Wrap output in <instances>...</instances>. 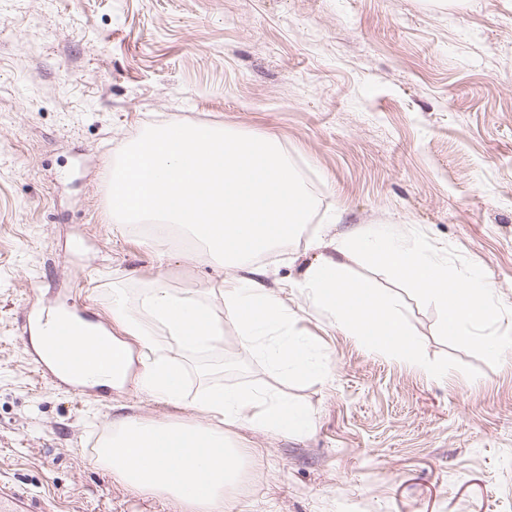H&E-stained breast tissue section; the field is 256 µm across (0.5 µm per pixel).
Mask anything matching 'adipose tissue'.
I'll list each match as a JSON object with an SVG mask.
<instances>
[{"label": "adipose tissue", "instance_id": "adipose-tissue-1", "mask_svg": "<svg viewBox=\"0 0 512 512\" xmlns=\"http://www.w3.org/2000/svg\"><path fill=\"white\" fill-rule=\"evenodd\" d=\"M112 319L120 336L81 326L71 350L83 383L135 388L170 404L182 399L183 356H203L221 343L224 322L208 297L178 294L157 282L138 294L112 291ZM141 349L142 369L129 377L128 339ZM197 409L208 423H158L130 415L115 417L100 459L125 485L163 494L191 512H224L225 493L241 479L247 454L229 438L231 428L285 433L311 425L309 412L261 389L203 386Z\"/></svg>", "mask_w": 512, "mask_h": 512}]
</instances>
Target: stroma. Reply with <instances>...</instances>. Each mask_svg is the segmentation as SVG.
<instances>
[{
  "label": "stroma",
  "mask_w": 512,
  "mask_h": 512,
  "mask_svg": "<svg viewBox=\"0 0 512 512\" xmlns=\"http://www.w3.org/2000/svg\"><path fill=\"white\" fill-rule=\"evenodd\" d=\"M163 121L277 137L318 201L256 262L328 375L284 383L240 346L186 359L173 405L126 386L86 394L27 356L31 307L112 318V290L161 281L217 295L233 269L174 239L157 260L113 224L108 165ZM425 232L480 266L512 307V0H0V475L57 512H189L99 463L112 408L204 421V382L283 392L312 427L232 436L249 455L233 512H512V351L450 350L434 307L406 298L427 357L480 371L432 377L365 348L298 283L313 242L378 227ZM212 364L209 377L199 366Z\"/></svg>",
  "instance_id": "obj_1"
}]
</instances>
